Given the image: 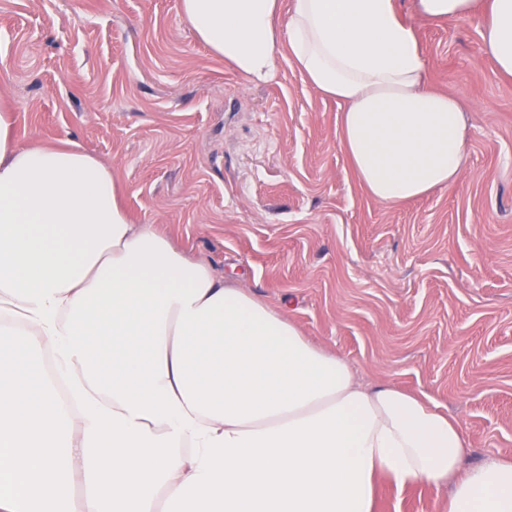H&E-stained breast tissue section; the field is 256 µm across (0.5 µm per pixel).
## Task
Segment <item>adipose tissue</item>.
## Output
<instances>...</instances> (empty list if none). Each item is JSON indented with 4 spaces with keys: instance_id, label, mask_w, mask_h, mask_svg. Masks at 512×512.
Listing matches in <instances>:
<instances>
[{
    "instance_id": "obj_1",
    "label": "adipose tissue",
    "mask_w": 512,
    "mask_h": 512,
    "mask_svg": "<svg viewBox=\"0 0 512 512\" xmlns=\"http://www.w3.org/2000/svg\"><path fill=\"white\" fill-rule=\"evenodd\" d=\"M249 83L288 60L341 107L368 194L452 187L460 101L427 82L398 0H180ZM432 22L482 15L512 78V0H413ZM287 28H279L280 13ZM0 105V512H373L385 477L448 489V512H512V460L465 466L461 424L365 385L289 318L151 224L72 141L20 144Z\"/></svg>"
}]
</instances>
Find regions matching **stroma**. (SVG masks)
<instances>
[{
	"instance_id": "stroma-1",
	"label": "stroma",
	"mask_w": 512,
	"mask_h": 512,
	"mask_svg": "<svg viewBox=\"0 0 512 512\" xmlns=\"http://www.w3.org/2000/svg\"><path fill=\"white\" fill-rule=\"evenodd\" d=\"M411 17L429 82L459 98L454 187L387 205L358 182L341 108L288 62L248 84L180 0H0V99L20 142H78L124 203L251 288L365 383L461 422L466 464L512 458V79L481 15ZM447 487L380 481L376 512H446Z\"/></svg>"
}]
</instances>
